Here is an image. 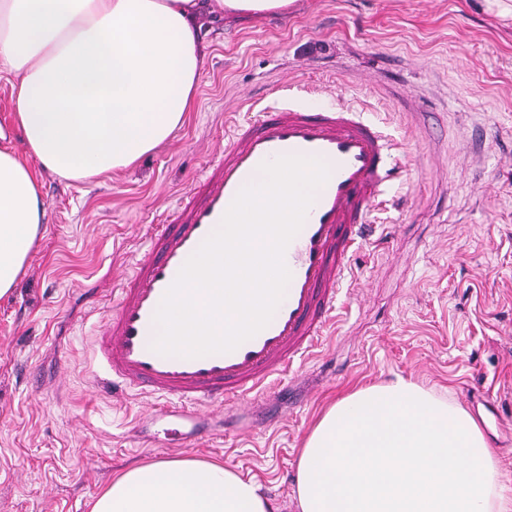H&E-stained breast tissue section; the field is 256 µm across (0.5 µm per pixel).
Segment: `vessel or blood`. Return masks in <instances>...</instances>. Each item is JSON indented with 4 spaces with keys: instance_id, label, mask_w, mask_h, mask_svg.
Returning <instances> with one entry per match:
<instances>
[{
    "instance_id": "b4317fda",
    "label": "vessel or blood",
    "mask_w": 512,
    "mask_h": 512,
    "mask_svg": "<svg viewBox=\"0 0 512 512\" xmlns=\"http://www.w3.org/2000/svg\"><path fill=\"white\" fill-rule=\"evenodd\" d=\"M404 144L390 140L362 113L315 105L264 110L236 123L223 152L193 182L168 224L153 225L148 256L130 264L91 340L102 371L121 391L154 398L149 417L174 419L185 439L210 434V404L254 403L307 357L334 326L351 260L365 240L384 187L397 175ZM297 155L322 160L327 181L284 255L291 274L269 324L228 353L164 356L153 348L155 314L187 260L213 234L262 163Z\"/></svg>"
}]
</instances>
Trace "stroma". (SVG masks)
<instances>
[{
    "instance_id": "1",
    "label": "stroma",
    "mask_w": 512,
    "mask_h": 512,
    "mask_svg": "<svg viewBox=\"0 0 512 512\" xmlns=\"http://www.w3.org/2000/svg\"><path fill=\"white\" fill-rule=\"evenodd\" d=\"M197 106L116 177L41 175L47 218L0 300V512H90L113 475L157 459L257 475L282 512L297 448L321 406L395 375L453 398L487 435L512 493V27L483 0H297L285 15L205 14ZM319 91L406 141L354 256L334 335L295 365L293 393L241 429L158 438L149 406L101 383L90 338L122 269L148 249L188 185L223 150L231 118Z\"/></svg>"
}]
</instances>
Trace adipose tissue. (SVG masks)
Listing matches in <instances>:
<instances>
[{"label":"adipose tissue","instance_id":"1","mask_svg":"<svg viewBox=\"0 0 512 512\" xmlns=\"http://www.w3.org/2000/svg\"><path fill=\"white\" fill-rule=\"evenodd\" d=\"M201 0H0V80L49 172L95 180L134 166L185 122L205 65ZM46 216L41 183L0 143V299ZM471 414L395 376L350 390L299 450L300 512H512ZM92 512H280L259 481L198 459L115 475Z\"/></svg>","mask_w":512,"mask_h":512}]
</instances>
